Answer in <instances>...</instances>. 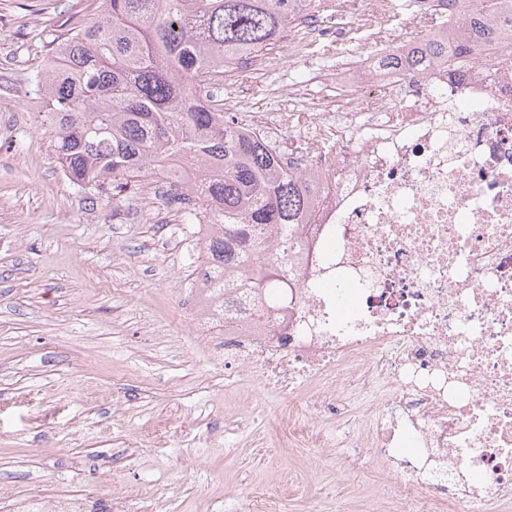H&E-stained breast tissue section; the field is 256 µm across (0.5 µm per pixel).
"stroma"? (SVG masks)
Wrapping results in <instances>:
<instances>
[{
    "instance_id": "1",
    "label": "stroma",
    "mask_w": 512,
    "mask_h": 512,
    "mask_svg": "<svg viewBox=\"0 0 512 512\" xmlns=\"http://www.w3.org/2000/svg\"><path fill=\"white\" fill-rule=\"evenodd\" d=\"M94 0H0V512L30 495L126 498L130 512H381L390 463L369 448L289 442L277 396L220 364L191 327L199 225L145 175L118 196L81 193L57 165L32 76L50 43L92 18ZM327 45L260 52L226 68L214 95L246 119L358 62Z\"/></svg>"
}]
</instances>
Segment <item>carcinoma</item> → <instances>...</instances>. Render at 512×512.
Wrapping results in <instances>:
<instances>
[{
  "instance_id": "carcinoma-1",
  "label": "carcinoma",
  "mask_w": 512,
  "mask_h": 512,
  "mask_svg": "<svg viewBox=\"0 0 512 512\" xmlns=\"http://www.w3.org/2000/svg\"><path fill=\"white\" fill-rule=\"evenodd\" d=\"M323 0H97L96 15L57 40L33 75L56 160L92 195L145 172L167 177L178 157L202 171L187 189L188 224L205 227L198 280L228 274L271 303L292 232L314 206L306 176L280 162L285 150L225 112L206 91L210 75L292 36ZM502 0H448L453 35L434 30L386 65L423 69L448 56L469 64L512 47V10Z\"/></svg>"
}]
</instances>
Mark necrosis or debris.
<instances>
[{
    "label": "necrosis or debris",
    "mask_w": 512,
    "mask_h": 512,
    "mask_svg": "<svg viewBox=\"0 0 512 512\" xmlns=\"http://www.w3.org/2000/svg\"><path fill=\"white\" fill-rule=\"evenodd\" d=\"M385 0H327L304 25L339 43L348 13L383 25ZM375 42L327 111L256 112L264 134L306 126L288 167L315 200L276 304L234 285L199 292L195 329L224 363L261 373L289 436L338 413L337 377L375 398L362 436L396 463L389 512H495L512 498V52L467 68L383 70Z\"/></svg>",
    "instance_id": "necrosis-or-debris-1"
}]
</instances>
